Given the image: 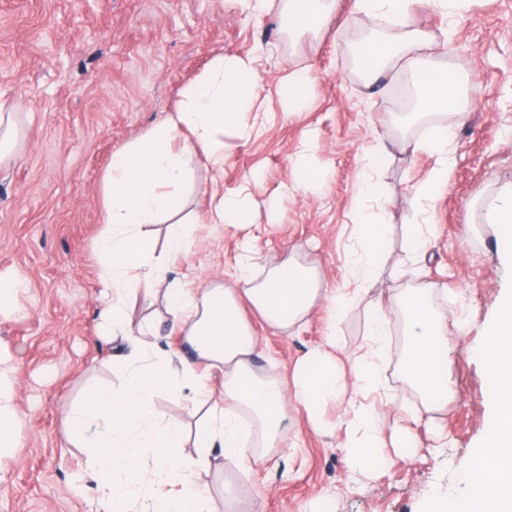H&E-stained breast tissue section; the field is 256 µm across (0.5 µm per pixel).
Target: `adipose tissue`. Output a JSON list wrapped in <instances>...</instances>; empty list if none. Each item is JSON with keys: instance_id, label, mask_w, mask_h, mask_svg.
Returning <instances> with one entry per match:
<instances>
[{"instance_id": "adipose-tissue-1", "label": "adipose tissue", "mask_w": 512, "mask_h": 512, "mask_svg": "<svg viewBox=\"0 0 512 512\" xmlns=\"http://www.w3.org/2000/svg\"><path fill=\"white\" fill-rule=\"evenodd\" d=\"M417 0H355L357 10L370 18L387 16L405 26L398 42L380 36L366 40L358 57L367 74H377L392 61L414 73L423 110L459 107L462 89L450 71L429 64L426 42L408 29ZM252 68L237 57L215 58L205 76L188 86L178 111L162 117L148 135L117 150L103 179L105 232L96 242L106 304L101 319L113 324L123 313L125 293L165 280L167 268L156 256L157 243L143 227L179 208L175 190L188 177L196 156L213 165L224 162V128L258 108L252 92ZM170 315L182 334L177 353L180 370L148 363L150 350L161 338L160 325L140 328L136 358L130 359L122 392L92 388L68 417L71 432L93 451L96 481L105 512H213L194 480L198 460L176 455L183 436L181 422L150 424L153 399L161 392L199 394L206 386L196 374L197 362L224 371V398L246 409L261 431L263 447H280L289 401L305 406L318 420L325 399L345 387V374L328 348H320L295 363L292 380L280 384L264 379L251 366L258 346L243 318L239 295H246L264 321L285 329L304 318L325 292L318 274L296 260L271 266L263 279L245 280L243 289L214 287L197 291L193 283L173 284ZM371 336L382 343L393 312L406 314L403 372L426 399L442 401L451 390L450 351L440 317L424 290L412 289L394 301L370 307ZM472 356L482 361L490 381L494 408L482 447L468 471L470 486L461 496L439 501L436 512H512V297L505 299L496 321ZM6 359L0 354V458L16 446L20 419L6 387ZM361 437L350 450L354 471L370 470L374 447L383 431L367 407H359ZM202 448H223L228 455H245L243 434L235 418L216 410L209 426L198 435ZM152 466H144L143 455Z\"/></svg>"}]
</instances>
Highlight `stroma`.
<instances>
[{
  "label": "stroma",
  "mask_w": 512,
  "mask_h": 512,
  "mask_svg": "<svg viewBox=\"0 0 512 512\" xmlns=\"http://www.w3.org/2000/svg\"><path fill=\"white\" fill-rule=\"evenodd\" d=\"M319 30L293 27L288 0L264 13L244 0H0V96L20 114L25 141L0 165V275L26 283L13 311L0 315V349L10 358L21 419L13 457L0 460V512H97L90 449L69 434L67 417L83 392L122 390L132 332L167 316L166 282L125 300V322L101 332L104 286L96 240L103 176L113 152L144 137L174 111L183 89L220 55L249 61L261 113L247 112L240 137L224 130V166L199 161L181 194L191 220L188 251L170 260V279L235 286L244 272L264 275L288 259L316 268L329 294L346 296L341 314L328 301L291 327L266 325L250 303L242 311L259 338L252 364L267 379H289L294 363L334 341L337 357H364L371 343L369 302L408 288L429 291L447 331L453 393L430 403L402 373V318L375 362L380 384L372 414L384 431L403 426L413 447L385 446L365 474L350 469L349 394L322 405L318 422L290 403L285 447L246 458L199 452L212 407L224 404V375L205 373L209 395L161 394L156 421L184 427L182 453L204 455L198 481L217 512H433L465 492L471 458L493 415L485 370L468 354L512 297V256L500 247L493 212L512 199V0H468L446 15L432 0L415 5L435 66L462 83L461 114L404 123L413 111L404 68L369 82L357 49L368 31L398 26L333 0ZM310 82L302 111L280 102L294 72ZM448 130L447 154L426 144ZM312 144L311 171H297L301 140ZM447 168L433 195L431 173ZM379 188L365 193L366 184ZM244 197L241 224H209L210 196ZM385 225L376 273L357 286L360 225ZM425 242L413 251L410 232Z\"/></svg>",
  "instance_id": "obj_1"
}]
</instances>
